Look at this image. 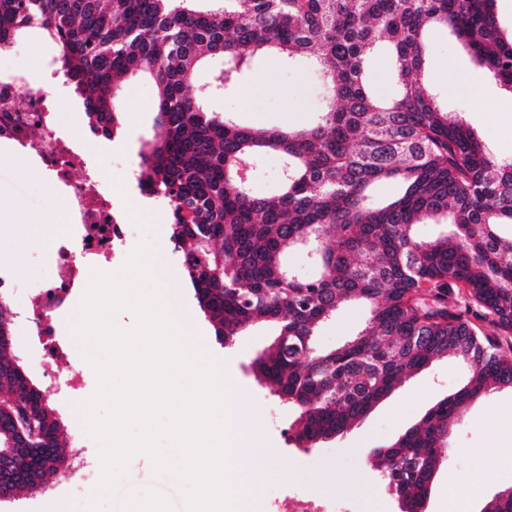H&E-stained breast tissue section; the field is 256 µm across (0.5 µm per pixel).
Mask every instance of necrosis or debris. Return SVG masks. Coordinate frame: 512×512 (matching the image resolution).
Listing matches in <instances>:
<instances>
[{
    "mask_svg": "<svg viewBox=\"0 0 512 512\" xmlns=\"http://www.w3.org/2000/svg\"><path fill=\"white\" fill-rule=\"evenodd\" d=\"M66 83L54 61L39 76L0 69V144L6 143L38 162L53 189L64 195L59 234L45 247L50 275L24 307L25 327L51 361L69 360L74 349L61 334V319L82 295L90 271L111 263L129 233L128 213L115 199L112 173L102 167L112 139L93 131L99 145L91 155L87 141L61 124L57 106Z\"/></svg>",
    "mask_w": 512,
    "mask_h": 512,
    "instance_id": "1",
    "label": "necrosis or debris"
}]
</instances>
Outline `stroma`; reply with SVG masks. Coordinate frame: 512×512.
<instances>
[{
	"instance_id": "stroma-1",
	"label": "stroma",
	"mask_w": 512,
	"mask_h": 512,
	"mask_svg": "<svg viewBox=\"0 0 512 512\" xmlns=\"http://www.w3.org/2000/svg\"><path fill=\"white\" fill-rule=\"evenodd\" d=\"M431 41L433 51L426 82L441 94L449 113L467 120L493 155L512 158V93L503 90L486 69L476 66L448 30L432 32ZM259 74L267 78L269 90L243 98L242 88ZM238 82V89L212 98L209 105L243 126H302L322 108V80L302 57L292 63L275 54L253 58ZM121 99L119 118L125 152L102 158L101 163L111 169L116 191L125 197L129 243L134 246L145 238L155 243L157 275L168 292L179 295L192 328L224 367L231 393L254 408L253 434L273 448L277 456L292 463L300 475L295 482L286 471H278L266 480L257 496L241 500L242 512H271L275 502L294 494L339 504L348 512H399L384 478L371 465V452L395 440L454 391L465 380L466 367L453 357L437 360L406 378L347 433L309 450L297 447L291 440L296 411L282 402L271 387L259 383L253 372V359L272 342L275 326L261 324L237 337L233 345L219 344L214 327L201 311L186 278L182 253L173 247L166 203L154 201L153 211L148 214L139 198L126 194L125 182L139 164L142 143L159 132L155 122L157 89L151 80L134 76L124 82ZM60 209L61 196L51 190L42 169L0 145V257H17L20 266L19 286L7 294L10 304L31 295V281L48 275L42 261V242L47 238L43 226L56 220ZM368 316V308L362 303L342 306L321 326L318 346L331 349L343 344L365 327ZM15 351L27 374L39 383L58 410L60 443L68 450L83 445L88 460H96L97 443L83 423L74 421L63 407L68 367L46 365L35 344L16 346ZM492 452L497 461L490 466L486 458ZM97 482L88 470L60 475L46 489L25 491L0 501V512H52V504L59 498L66 502L68 512H85ZM452 487L459 490L460 501L449 500L448 490ZM510 487L512 391L503 390L472 404L455 427L450 453L432 483L425 512H481L488 496Z\"/></svg>"
}]
</instances>
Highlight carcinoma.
Returning a JSON list of instances; mask_svg holds the SVG:
<instances>
[{"label":"carcinoma","mask_w":512,"mask_h":512,"mask_svg":"<svg viewBox=\"0 0 512 512\" xmlns=\"http://www.w3.org/2000/svg\"><path fill=\"white\" fill-rule=\"evenodd\" d=\"M0 0V42L35 32L84 111L120 128L121 81L158 89L163 136L139 153L144 186L168 200L173 239L200 308L224 344L260 323L277 326L254 364L257 379L299 410L294 441L346 433L407 376L452 353L463 385L436 403L373 466L415 512L448 451V434L492 390L512 389V344L480 330L453 305L468 292L473 319L512 332V161H501L425 85L430 27L448 29L512 93V38L497 0ZM394 58L400 93L376 97L364 79L370 50ZM311 55L328 92L316 123L278 130L240 126L207 107L232 77L269 50ZM224 70L205 90L210 60ZM268 155L288 163L273 196L257 195L240 166ZM402 186L379 204L371 188ZM444 217L450 232L420 238ZM308 246L314 272L287 274L286 252ZM369 306L367 326L329 351L318 329L345 302ZM12 310L0 296V449L12 468L0 491L45 489L73 468L59 419L16 355ZM481 512H512L493 495Z\"/></svg>","instance_id":"obj_1"}]
</instances>
